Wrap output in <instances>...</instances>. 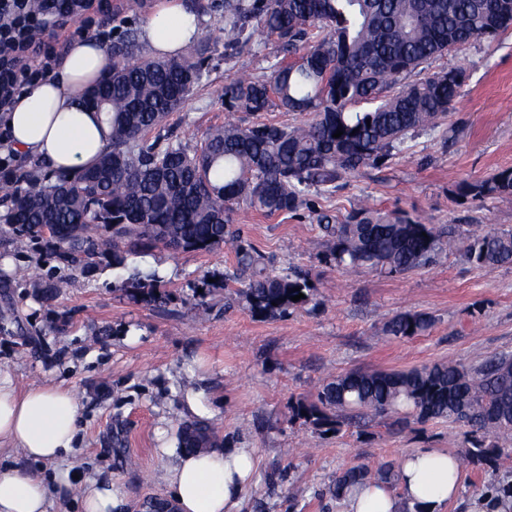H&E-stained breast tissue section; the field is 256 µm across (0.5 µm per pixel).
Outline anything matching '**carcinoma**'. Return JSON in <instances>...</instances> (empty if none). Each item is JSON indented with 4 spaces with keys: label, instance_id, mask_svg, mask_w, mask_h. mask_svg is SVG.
I'll list each match as a JSON object with an SVG mask.
<instances>
[{
    "label": "carcinoma",
    "instance_id": "1",
    "mask_svg": "<svg viewBox=\"0 0 512 512\" xmlns=\"http://www.w3.org/2000/svg\"><path fill=\"white\" fill-rule=\"evenodd\" d=\"M197 16L215 18L224 58L251 49L255 35L295 54L265 73L243 75L218 88L228 112H294L306 122L285 125L226 121L188 148L149 134L191 94L211 59L197 39L178 58L137 54V29L112 40V72L89 90L85 105L106 112L112 143L98 165L70 176L39 166L0 176V223L68 267L86 271L107 261L117 267L141 247L209 253L236 244L238 264L252 271L242 293L250 312L272 318L312 301L302 273H263V255L237 243L231 214L239 205L267 216L296 212L311 193L333 194L365 167L380 168L405 140L433 131L447 117L465 83L461 67L416 81L436 59L473 41L512 30V0H198ZM372 103L366 112L350 107ZM342 130L336 138L334 133ZM462 196L512 195V167L463 181ZM336 266L356 272L404 274L435 262L444 242H456L467 264L494 269L512 264V232L445 230L420 218L395 217L357 202L343 216L322 214ZM300 289L304 298L293 301ZM130 296L161 303L168 295L131 283ZM433 319L405 312L384 324L388 336L427 332ZM293 416L339 432L356 419L382 414L461 423L468 428L460 460L495 466L512 456V355L494 353L476 364L450 361L401 371L352 370L322 384L316 400L298 402ZM217 431L185 422L179 445L192 453L214 443ZM374 479L351 467L327 488L336 501Z\"/></svg>",
    "mask_w": 512,
    "mask_h": 512
}]
</instances>
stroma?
Masks as SVG:
<instances>
[{"label":"stroma","mask_w":512,"mask_h":512,"mask_svg":"<svg viewBox=\"0 0 512 512\" xmlns=\"http://www.w3.org/2000/svg\"><path fill=\"white\" fill-rule=\"evenodd\" d=\"M112 0L91 13L92 34L111 42L112 29L141 22L156 0ZM274 46L256 45L233 59L216 52L198 86L166 122L164 132L189 146L227 112L219 86L274 62ZM466 71L460 97L444 124L407 139L387 167L362 169L344 190L311 195L299 211L265 216L240 206L233 226L244 244L265 257L269 274L302 272L315 295L308 304L274 318H258L238 291L234 245L209 253L151 248L129 255L124 266L83 273L40 254L36 246L0 226V369L20 389L61 384L80 406L77 442L45 477L73 467L103 482H118L125 512H147L167 501L161 478L164 449L178 445L191 389L209 396L210 421L220 448L253 449L257 466L239 512H343L325 498L336 473L356 465L378 469L419 448L460 453L462 427L435 420L368 418L329 435L291 408L315 397L329 377L353 369L407 370L449 360L471 364L494 352L512 353V265L480 269L447 247L437 263L396 276L336 267L317 227L322 212L346 214L356 199L387 213L420 216L428 223L473 224L512 230V196L462 197L461 181L512 167V31L479 39L435 60L432 70ZM153 277L169 295L164 306L130 298L133 274ZM57 282L43 303L34 280ZM404 312H426L434 323L424 335L395 339L384 323ZM462 489L442 512H512L491 507L488 486L512 483V458L497 467L464 466Z\"/></svg>","instance_id":"35a3bbf8"}]
</instances>
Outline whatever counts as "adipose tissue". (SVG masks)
<instances>
[{
	"label": "adipose tissue",
	"instance_id": "adipose-tissue-1",
	"mask_svg": "<svg viewBox=\"0 0 512 512\" xmlns=\"http://www.w3.org/2000/svg\"><path fill=\"white\" fill-rule=\"evenodd\" d=\"M200 31L186 0H160L140 25L150 57L172 58ZM112 69V53L100 39H74L52 73L15 97L0 113V142L10 152L32 158L47 169L76 173L96 163L111 129L103 115L86 109L81 91ZM79 402L72 389L37 386L20 390L0 371V451H20L22 465L0 466V512H47L48 500L79 494L83 512H120L125 498L116 484L75 477L68 469L45 481L31 463L52 464L68 452L77 436ZM162 478L178 512H235L256 466L252 449L211 448L197 453L167 450ZM461 468L456 454L422 448L404 457L399 491L382 483L348 497L346 512H400L402 506L440 512L459 492Z\"/></svg>",
	"mask_w": 512,
	"mask_h": 512
}]
</instances>
